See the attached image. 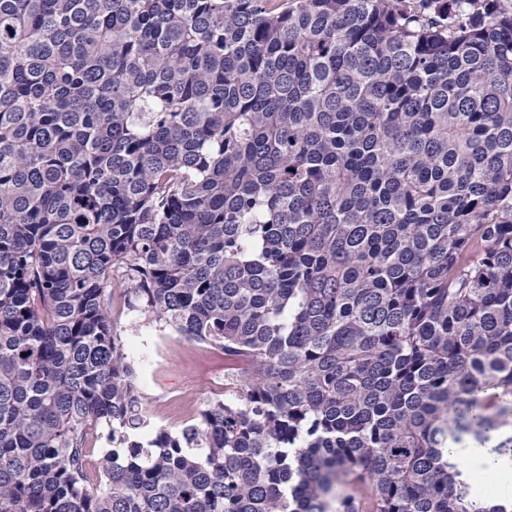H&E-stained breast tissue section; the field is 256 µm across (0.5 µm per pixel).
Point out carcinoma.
Wrapping results in <instances>:
<instances>
[{
    "label": "carcinoma",
    "mask_w": 512,
    "mask_h": 512,
    "mask_svg": "<svg viewBox=\"0 0 512 512\" xmlns=\"http://www.w3.org/2000/svg\"><path fill=\"white\" fill-rule=\"evenodd\" d=\"M116 282L244 362L175 433ZM510 426L499 0H0V512H512Z\"/></svg>",
    "instance_id": "cac0c4a2"
}]
</instances>
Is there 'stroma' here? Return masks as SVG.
<instances>
[{"label": "stroma", "mask_w": 512, "mask_h": 512, "mask_svg": "<svg viewBox=\"0 0 512 512\" xmlns=\"http://www.w3.org/2000/svg\"><path fill=\"white\" fill-rule=\"evenodd\" d=\"M134 348L150 352L139 366L144 405L157 425L177 430L212 401L214 384L228 366L223 349L200 347L176 334H159L144 319H123Z\"/></svg>", "instance_id": "stroma-1"}]
</instances>
